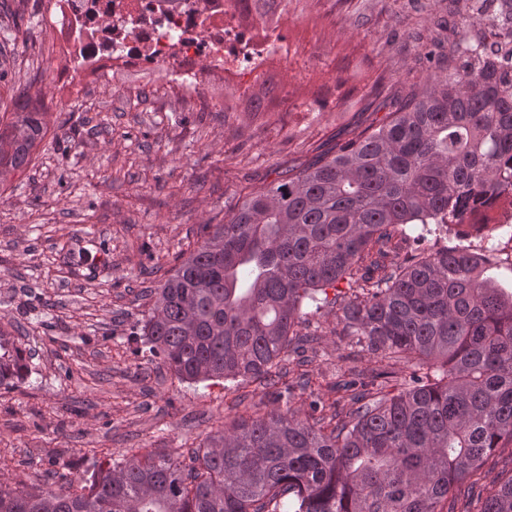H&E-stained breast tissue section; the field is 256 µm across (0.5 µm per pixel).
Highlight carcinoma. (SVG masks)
I'll return each instance as SVG.
<instances>
[{
  "mask_svg": "<svg viewBox=\"0 0 512 512\" xmlns=\"http://www.w3.org/2000/svg\"><path fill=\"white\" fill-rule=\"evenodd\" d=\"M46 132L42 102L16 104L0 120V175L29 166ZM511 198L512 46L465 35L387 123L247 193L149 293L139 340L191 382L275 387L309 310H336L332 333L375 355L380 378L349 419L315 417L313 400L309 415L288 406L221 423L187 469L152 451L104 452L76 489L0 485V512H445L512 443V291L472 248L499 229L487 207ZM409 224L421 225L416 243L467 230L386 262ZM29 373L0 331V385ZM482 512H512V479Z\"/></svg>",
  "mask_w": 512,
  "mask_h": 512,
  "instance_id": "1",
  "label": "carcinoma"
}]
</instances>
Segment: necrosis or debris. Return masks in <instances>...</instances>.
<instances>
[{
  "label": "necrosis or debris",
  "instance_id": "obj_1",
  "mask_svg": "<svg viewBox=\"0 0 512 512\" xmlns=\"http://www.w3.org/2000/svg\"><path fill=\"white\" fill-rule=\"evenodd\" d=\"M78 17L90 53L110 41L127 62L179 71L205 60L239 87L263 73L275 51L230 0H82Z\"/></svg>",
  "mask_w": 512,
  "mask_h": 512
}]
</instances>
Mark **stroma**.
Wrapping results in <instances>:
<instances>
[{"mask_svg":"<svg viewBox=\"0 0 512 512\" xmlns=\"http://www.w3.org/2000/svg\"><path fill=\"white\" fill-rule=\"evenodd\" d=\"M0 113L41 97L49 133L22 171L0 178V331L35 350L25 384L0 388V483L57 487L84 476L92 449L140 448L186 463L215 421L277 408L259 383H188L134 343L149 289L250 190L333 156L387 122L472 18L459 0H288L269 30L287 67L243 94L206 70L175 91L165 68L116 70L107 52L70 71L77 45L53 0H4ZM266 91L259 112L248 94ZM335 312L285 360L324 414L353 409L344 371L375 368ZM512 479L503 443L460 485L454 512H478Z\"/></svg>","mask_w":512,"mask_h":512,"instance_id":"stroma-1","label":"stroma"}]
</instances>
